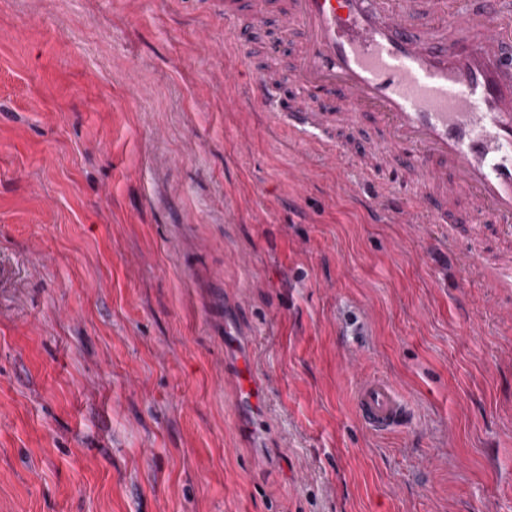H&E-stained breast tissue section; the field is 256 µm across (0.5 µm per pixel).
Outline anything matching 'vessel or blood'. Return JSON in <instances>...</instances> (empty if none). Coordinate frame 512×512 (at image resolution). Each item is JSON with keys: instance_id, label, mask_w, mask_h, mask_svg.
Wrapping results in <instances>:
<instances>
[{"instance_id": "obj_1", "label": "vessel or blood", "mask_w": 512, "mask_h": 512, "mask_svg": "<svg viewBox=\"0 0 512 512\" xmlns=\"http://www.w3.org/2000/svg\"><path fill=\"white\" fill-rule=\"evenodd\" d=\"M224 20L268 57L281 43L263 37L267 21L300 30L293 80L303 96L277 116L331 161L357 166L374 209L512 238V0H477L462 15L448 0H224ZM277 92L261 77L243 88L257 103ZM364 120L368 146L348 135ZM354 402L378 434L414 419L381 378Z\"/></svg>"}]
</instances>
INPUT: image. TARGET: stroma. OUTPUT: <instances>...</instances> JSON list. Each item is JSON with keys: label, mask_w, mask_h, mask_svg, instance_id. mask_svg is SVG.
Here are the masks:
<instances>
[{"label": "stroma", "mask_w": 512, "mask_h": 512, "mask_svg": "<svg viewBox=\"0 0 512 512\" xmlns=\"http://www.w3.org/2000/svg\"><path fill=\"white\" fill-rule=\"evenodd\" d=\"M245 53L222 0H0V512H512V288L374 223ZM277 87L267 79L255 77L243 87L244 96L252 102L270 103V98L277 95ZM354 402L365 427L378 434L399 432L414 419L410 404L381 378H371L361 384Z\"/></svg>", "instance_id": "1"}]
</instances>
